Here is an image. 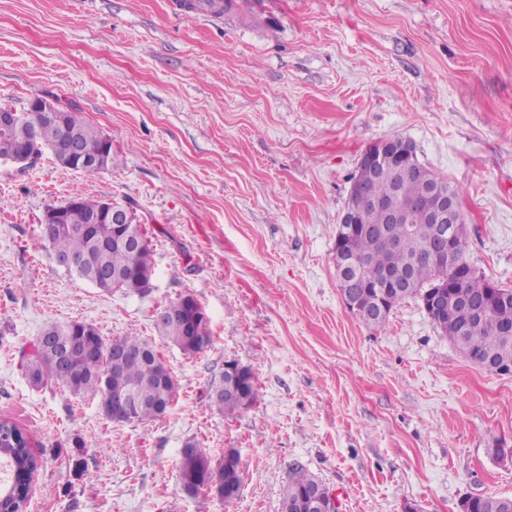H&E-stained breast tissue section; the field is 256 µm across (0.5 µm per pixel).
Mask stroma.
<instances>
[{"label": "stroma", "instance_id": "stroma-1", "mask_svg": "<svg viewBox=\"0 0 512 512\" xmlns=\"http://www.w3.org/2000/svg\"><path fill=\"white\" fill-rule=\"evenodd\" d=\"M47 91L119 163L90 178L47 152L0 161V417L43 459L24 512H279L296 464L338 512L512 497V460L492 455L512 445V376L466 359L414 300L363 324L333 255L359 155L397 134L458 189L476 270L512 288V0H253L188 16L175 0H0V105ZM80 196L134 205L154 266L144 293L49 257L45 210ZM186 295L208 316L195 356L155 326ZM72 320L155 345L177 380L164 416L116 424L97 396L30 383L22 352ZM228 361L258 388L231 416L205 399ZM189 441L215 460L238 451L233 504L183 489Z\"/></svg>", "mask_w": 512, "mask_h": 512}]
</instances>
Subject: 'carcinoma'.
Instances as JSON below:
<instances>
[{"mask_svg":"<svg viewBox=\"0 0 512 512\" xmlns=\"http://www.w3.org/2000/svg\"><path fill=\"white\" fill-rule=\"evenodd\" d=\"M23 126L35 132V139L25 148V159L33 162L44 151L62 148L58 127L46 122L43 113L28 104L18 113ZM66 121L77 129L76 145L87 155L99 151L106 136L93 124L83 120L79 108L70 103ZM19 155L16 138L0 131V160L8 161ZM403 188V197L412 206V224H394L390 234L401 240L400 249H387L370 235H353L343 243L349 257L366 262L364 275L377 280L387 269L402 273L404 288L398 301H422L424 295L439 280L448 277V270L415 263L413 259L427 250L435 237V225L429 223L426 211L419 206L424 185L412 173L398 178L376 177L368 181L367 194L386 197L396 186ZM103 201L80 197L76 206L66 209L65 221L80 225L88 215L98 212ZM41 236L49 245L50 255H84L86 263L69 274L98 288H118L128 293H142L152 276V253L149 244L141 247L118 248L112 246V225L94 224L86 235L68 231L59 224H40ZM457 260L468 263L469 235L463 230L454 238ZM490 289L485 275L473 274L458 284L456 292L474 300H482ZM499 298L489 310L478 314L457 313L456 321L448 326L439 325L459 351L478 365L489 357L512 360V289L498 288ZM169 312L156 320L159 336L168 343L181 347L190 355L202 353L210 343L206 314L201 306H190L180 299L167 305ZM42 346L26 355L22 366L31 383L37 387L62 386L79 396L91 393L103 397L116 390H129L138 398L139 405L132 408L128 422L133 424L155 420L166 413L176 394L177 382L173 374L159 363L157 350L136 332H128L105 341L96 328L79 321L48 325L41 335ZM131 351L139 356L123 363L113 362V353ZM231 380L221 374L210 383L208 406L224 415H232L244 407L241 398L230 392ZM0 430L13 435V441L0 447V457L10 461L13 496L6 499L3 509L22 502L32 479L42 467L41 458L32 448L28 433L15 422L6 419ZM179 476L185 490L195 494L199 487L208 486L213 494L224 495V485L242 486L240 463L226 468L212 464L211 458L197 446L185 444L179 465ZM317 478L297 465L292 468L288 484L282 492L281 502L295 507L294 512H310L308 494ZM469 512H512V497L492 495L469 496Z\"/></svg>","mask_w":512,"mask_h":512,"instance_id":"obj_1","label":"carcinoma"}]
</instances>
